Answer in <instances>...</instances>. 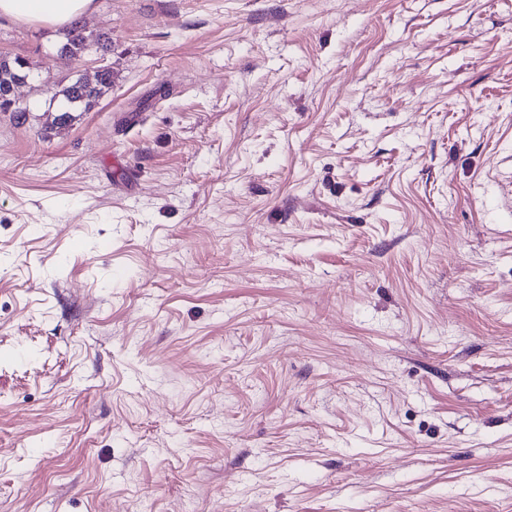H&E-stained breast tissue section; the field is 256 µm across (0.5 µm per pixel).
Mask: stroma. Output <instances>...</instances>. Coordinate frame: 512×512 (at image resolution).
<instances>
[{"label":"stroma","mask_w":512,"mask_h":512,"mask_svg":"<svg viewBox=\"0 0 512 512\" xmlns=\"http://www.w3.org/2000/svg\"><path fill=\"white\" fill-rule=\"evenodd\" d=\"M80 26L0 19V512H512V0ZM67 42L60 48V56L74 58L79 53L86 50L85 37L82 34L81 27L78 23L71 25L67 30ZM79 79L82 84L76 80L56 93V97L61 95L66 104L58 111L62 113L54 118L53 126H67L71 120L69 112H76L78 109H83V112L89 110L104 92L112 87V69L106 68L98 80L91 85L83 84L87 81L84 78Z\"/></svg>","instance_id":"1"}]
</instances>
